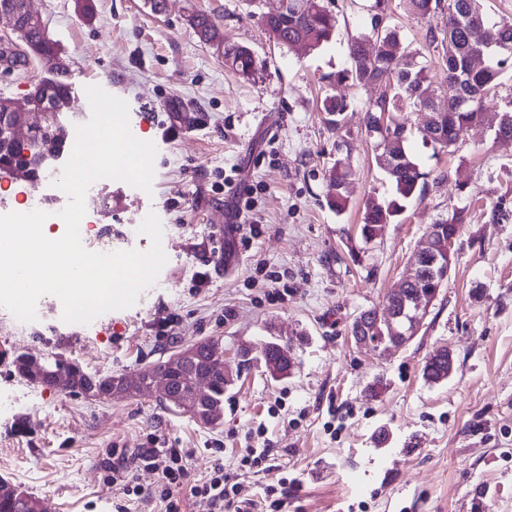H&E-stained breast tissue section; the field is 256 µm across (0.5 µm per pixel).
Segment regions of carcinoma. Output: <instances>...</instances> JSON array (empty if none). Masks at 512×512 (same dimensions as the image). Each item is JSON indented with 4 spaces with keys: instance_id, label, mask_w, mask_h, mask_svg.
Instances as JSON below:
<instances>
[{
    "instance_id": "carcinoma-1",
    "label": "carcinoma",
    "mask_w": 512,
    "mask_h": 512,
    "mask_svg": "<svg viewBox=\"0 0 512 512\" xmlns=\"http://www.w3.org/2000/svg\"><path fill=\"white\" fill-rule=\"evenodd\" d=\"M454 9L445 8V0H402L403 11L410 16L421 18H440V23L429 28L428 46L442 54L447 66L448 87L441 88L428 78L425 67L410 66L409 59L414 54L403 47L399 32L384 23L382 12L385 0H376L378 12L371 17V27L366 33L351 38L349 43V68L336 73V83L350 86H370L376 83L386 84L390 92L369 101L365 105L367 135L375 140L376 161L388 174L393 188V198L382 203L371 198L365 204L361 235L369 241L376 238L386 224L392 223L404 210L405 203L417 192L424 189L426 173L408 151V136L404 125L395 122L387 115L416 108L422 103L432 102L438 96L445 98V106L435 111L433 128L420 131L423 141H430L442 148L452 150L456 147L461 132L479 122L482 118L486 100L496 94L500 86L503 70L512 67V52L499 53L486 59L484 66L470 68L468 59L475 51L471 39V28L481 22L485 26V40L507 43L512 46V21L496 20L489 16L483 6V0H453ZM283 7L275 13L263 14L260 21L276 44L284 48L302 45L315 50L330 42L336 34L337 14L330 9L325 0H282ZM199 41L224 48V66L236 73L250 77L256 70L254 51L242 44L224 42V33L220 27L204 13L194 12L188 17ZM26 47L24 59L37 61H57V46L43 29L23 30L18 34ZM67 71H59L53 80L42 85V92L48 99L64 105L68 104L70 84L64 80ZM350 103L343 96L329 95L323 100V111L329 126L340 129L344 114ZM22 163L17 153L6 144L0 151V170L13 172L15 165ZM351 169L348 157H338L330 166L326 177L327 203L332 209L341 212L348 204V180ZM465 223L464 212L455 211L450 216L429 225L426 232L441 229L433 242L431 257L437 263L450 269L453 265L454 251L450 245L453 236L460 233ZM444 282L433 280L429 265L422 263L417 271L416 280L405 284L406 296H431L440 293ZM369 333L388 346L393 344L388 317L373 309L362 312L351 323V333L357 331ZM201 361L199 366L211 371V395L201 406L200 413L207 416L206 424L218 425L224 415V346L217 340L200 344ZM270 360L281 371H289L290 359L283 352L280 343L272 342L268 346ZM12 364L16 373L23 379L39 377L47 386L53 385V376L58 371L70 375L72 392L86 393L94 388L112 385V376L95 377L83 368L67 361L59 353L39 359L36 375H31L32 357L18 354ZM448 362L430 357L424 367L425 379L437 380L440 374L447 373ZM37 498L21 491L17 496L0 499V512H32L29 504Z\"/></svg>"
}]
</instances>
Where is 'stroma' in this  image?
<instances>
[{
    "label": "stroma",
    "instance_id": "stroma-1",
    "mask_svg": "<svg viewBox=\"0 0 512 512\" xmlns=\"http://www.w3.org/2000/svg\"><path fill=\"white\" fill-rule=\"evenodd\" d=\"M374 0H337L335 38L314 51L278 46L245 0H28L68 63L74 100L67 128L91 114L89 85L124 99L129 125L155 144L151 192L113 181L95 218L100 233L124 250L123 236L141 211L155 213L168 257L157 282L131 308L89 329L48 314L19 330L0 312V391L16 403L0 413V480L50 502L54 512H116L125 503L113 470L153 489L150 447L189 448L182 512H211L188 486L216 458L242 485L240 499L260 512L266 485L286 478V512H512V141L495 137L499 101L466 129L455 151L423 143L415 131L428 113L399 112L412 129L410 149L428 174L394 223L374 241L359 224L368 197L389 200L392 185L366 137L363 108L383 89H343L330 75L349 65V36L369 30ZM208 14L229 42L257 57L249 78L224 66V54L201 43L187 19ZM386 23L408 50L422 54L430 80L447 70L428 48L429 20L409 17L388 0ZM0 96L25 97L48 75L46 65L18 63L25 47L0 21ZM348 93L341 131L328 128L320 101ZM186 101L201 122L182 133L174 115ZM347 143L353 175L342 212L326 202L325 173ZM251 197L258 235L228 233L225 209ZM462 209L454 269L421 332L384 358L355 342L353 319L385 313L390 289L410 273L429 224ZM232 248L238 264L213 270ZM277 272L271 284L257 264ZM206 272L197 283L198 272ZM282 287L273 297L274 287ZM220 340L234 381L224 393V422L204 426L162 407L154 390L111 398L67 394L20 378L15 355L59 353L97 375L131 376L204 339ZM289 343L296 368L276 381L242 367L241 345ZM437 348L455 371L439 384L422 369ZM268 448L274 470L240 466L246 449Z\"/></svg>",
    "mask_w": 512,
    "mask_h": 512
}]
</instances>
